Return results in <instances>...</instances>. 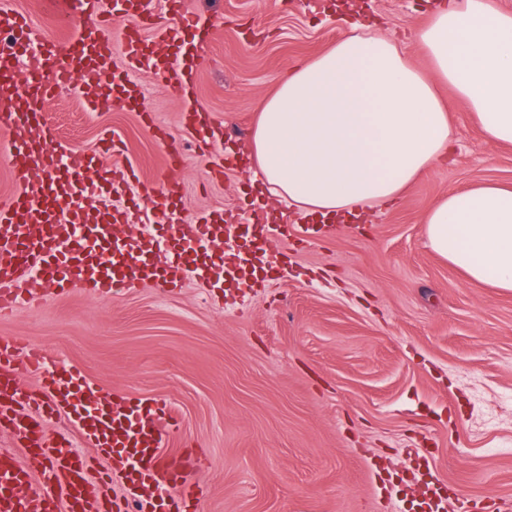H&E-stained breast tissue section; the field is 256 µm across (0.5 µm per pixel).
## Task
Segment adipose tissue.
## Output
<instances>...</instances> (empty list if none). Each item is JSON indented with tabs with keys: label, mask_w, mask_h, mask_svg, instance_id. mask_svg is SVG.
Masks as SVG:
<instances>
[{
	"label": "adipose tissue",
	"mask_w": 512,
	"mask_h": 512,
	"mask_svg": "<svg viewBox=\"0 0 512 512\" xmlns=\"http://www.w3.org/2000/svg\"><path fill=\"white\" fill-rule=\"evenodd\" d=\"M415 38L431 74L395 39L354 25L264 99L250 157L301 218L345 224L393 205L445 157L451 130L438 85L467 105L489 144L512 145V12L495 0H450ZM424 222L431 249L466 280L512 290V186L453 190Z\"/></svg>",
	"instance_id": "adipose-tissue-1"
}]
</instances>
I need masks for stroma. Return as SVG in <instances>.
<instances>
[{"label": "stroma", "mask_w": 512, "mask_h": 512, "mask_svg": "<svg viewBox=\"0 0 512 512\" xmlns=\"http://www.w3.org/2000/svg\"><path fill=\"white\" fill-rule=\"evenodd\" d=\"M185 0L213 36L193 72L214 138L201 146L180 91L136 80L152 118L74 82L46 120L73 160L131 165L158 185L178 157L185 223L249 205L254 173L227 154L246 145L285 70L319 54L360 17L366 33L408 34L441 0ZM34 28L75 30L44 0H0ZM446 159L390 208L304 246L249 288L187 279L167 292L135 282L103 299L76 288L0 318V338L48 347L99 397L167 404L168 453L203 460L198 512H415L426 484L438 512H512V291L468 282L428 247L423 218L441 196L512 185V145L491 146L450 88ZM119 140L118 157L98 154Z\"/></svg>", "instance_id": "obj_1"}]
</instances>
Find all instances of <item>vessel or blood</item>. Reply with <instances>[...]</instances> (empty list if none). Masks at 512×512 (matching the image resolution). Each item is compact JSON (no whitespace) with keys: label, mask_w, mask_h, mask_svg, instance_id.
<instances>
[{"label":"vessel or blood","mask_w":512,"mask_h":512,"mask_svg":"<svg viewBox=\"0 0 512 512\" xmlns=\"http://www.w3.org/2000/svg\"><path fill=\"white\" fill-rule=\"evenodd\" d=\"M169 16L177 30L169 34L171 61L157 74L163 82L183 86L184 60H197L211 28L188 15L182 0H169ZM153 0H80V11L71 23L77 30L72 40H62L32 28L17 12L0 14V31L10 35L11 53L0 56V114L13 139L0 159L10 167L18 189L0 199V316L36 303L32 278H41L55 296L68 295L74 287L95 288L103 298L132 282L149 279L175 290L183 275L195 270L209 276L211 267L223 265L224 215L211 212L187 226L171 241L156 230L155 246H167L165 263H146L136 247L116 236L118 215L106 212L93 217L79 195L90 179L86 164L61 166L60 153L48 142L51 132L42 126V112L55 92L73 80L118 85L124 101L139 107L140 94L128 73L141 64L149 47L143 31L156 25ZM118 35L123 47L125 76H118L110 59V35ZM40 49L29 57L24 75H17L16 57L27 55L31 43ZM176 183L161 190L149 189L138 207L160 213L176 210ZM254 260L283 264L288 227L259 224L252 233ZM22 353L35 386L21 392L8 362ZM92 387L73 368H57L51 353L21 339L0 342V423L7 425L21 453L0 451V512H104L110 477L125 473L131 484L127 495L137 512H194L197 497L190 481L202 462L183 455L163 458L176 419L170 409L150 400L125 397L110 399L107 407L95 406ZM67 416L80 439L72 447L49 432V419ZM98 449L111 462L109 477L92 473L86 456Z\"/></svg>","instance_id":"1"}]
</instances>
